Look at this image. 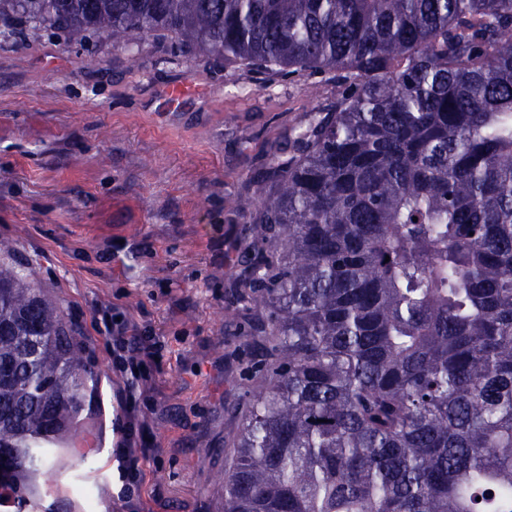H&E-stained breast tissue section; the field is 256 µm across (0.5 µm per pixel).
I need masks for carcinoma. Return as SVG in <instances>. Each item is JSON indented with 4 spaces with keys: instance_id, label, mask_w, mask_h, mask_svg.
I'll list each match as a JSON object with an SVG mask.
<instances>
[{
    "instance_id": "cac0c4a2",
    "label": "carcinoma",
    "mask_w": 512,
    "mask_h": 512,
    "mask_svg": "<svg viewBox=\"0 0 512 512\" xmlns=\"http://www.w3.org/2000/svg\"><path fill=\"white\" fill-rule=\"evenodd\" d=\"M83 44L164 32L329 103L252 182L237 300L263 378L224 512H512V0H0ZM98 379L0 262V490L27 502Z\"/></svg>"
}]
</instances>
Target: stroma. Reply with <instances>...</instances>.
I'll return each mask as SVG.
<instances>
[{"instance_id":"35a3bbf8","label":"stroma","mask_w":512,"mask_h":512,"mask_svg":"<svg viewBox=\"0 0 512 512\" xmlns=\"http://www.w3.org/2000/svg\"><path fill=\"white\" fill-rule=\"evenodd\" d=\"M209 96L169 110L165 87ZM332 96L174 51L162 33L137 58L98 38L0 25V242L57 304L101 392L77 447L49 456L27 505L0 512H221L232 412L245 372L235 303L241 199ZM133 350V360L121 348Z\"/></svg>"}]
</instances>
